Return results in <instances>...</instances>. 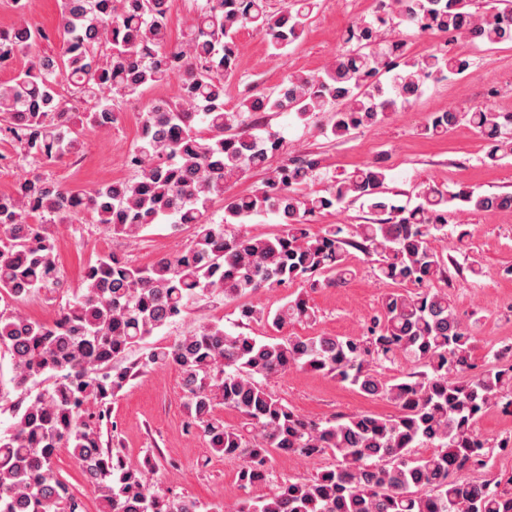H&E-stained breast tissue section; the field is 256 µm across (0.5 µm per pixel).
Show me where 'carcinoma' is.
Here are the masks:
<instances>
[{"label":"carcinoma","instance_id":"carcinoma-1","mask_svg":"<svg viewBox=\"0 0 512 512\" xmlns=\"http://www.w3.org/2000/svg\"><path fill=\"white\" fill-rule=\"evenodd\" d=\"M472 2L380 0L382 14L352 23L350 48L320 72L292 74L277 91L229 109L224 87L237 69L239 31H260L273 51L284 50L303 36L316 0H286L276 12L268 0H205L176 46L168 45V0H59L60 51L36 57L0 83V136L17 144L22 159L48 166L77 153L85 130L112 125V101L98 97L103 89L135 98L174 78L181 94L178 102H153L141 114L128 159L135 179L80 191L35 173L0 194V295L25 299L59 285L49 221L89 213L117 239H135L152 224L188 225L194 235L180 252L146 266L114 251L99 255L51 321L0 310V347L11 356V382L19 392L11 405L14 422L0 436V512H81V501L54 466L60 448L71 449L97 493L98 512H201L199 501L156 489L147 465L103 447L104 406L135 376L134 367L118 361L200 296L238 300L297 280L311 288L344 284L348 246L379 256L380 276L399 285L382 297L360 335L263 341L204 324L149 350L139 366L178 369L190 427L213 453L242 459L243 488L268 481L275 452L300 459L336 454L335 468L282 481L234 512H512V492L501 488L512 484L511 475L472 477L488 468L492 452L476 422L512 391V345L493 354L491 367L477 369L470 326L448 292L434 287L455 262L445 249L448 233L456 252L469 236L463 224L448 230V204L507 210L512 192L428 185L416 205H396L386 196L389 168L377 160L332 180L322 194L302 193L299 187L316 179L324 159L288 152L270 165L281 142L257 121L266 112H289L308 123L333 106L329 132L335 138L379 125L446 73L471 66L466 56L436 49L412 56L400 31L489 49L512 42V0H485L479 11L471 10ZM48 40L50 33L40 28L0 29V69ZM462 122L486 141L489 161L512 155V112L489 104L439 112L422 134L444 136ZM250 171L263 172L260 186L224 196L228 184ZM218 200L224 217L217 223L209 211ZM359 200L372 218L356 225L351 237L337 224L310 233L323 213ZM270 215L283 225L273 238L231 230ZM314 317L301 295L274 312L254 304L240 309V321H260L277 332ZM402 358L416 370L381 377L379 368ZM297 368L386 399L396 413L325 420L300 415L264 387ZM39 381L45 386L30 395ZM220 405L237 412L241 426L224 425ZM429 446V455L414 452Z\"/></svg>","mask_w":512,"mask_h":512}]
</instances>
